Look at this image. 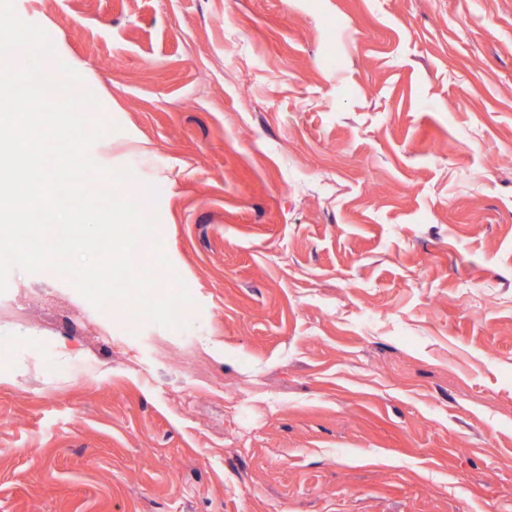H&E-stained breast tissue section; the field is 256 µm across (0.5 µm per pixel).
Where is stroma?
Here are the masks:
<instances>
[{"label": "stroma", "mask_w": 512, "mask_h": 512, "mask_svg": "<svg viewBox=\"0 0 512 512\" xmlns=\"http://www.w3.org/2000/svg\"><path fill=\"white\" fill-rule=\"evenodd\" d=\"M14 10L193 303L9 272L0 512H512V0Z\"/></svg>", "instance_id": "stroma-1"}]
</instances>
